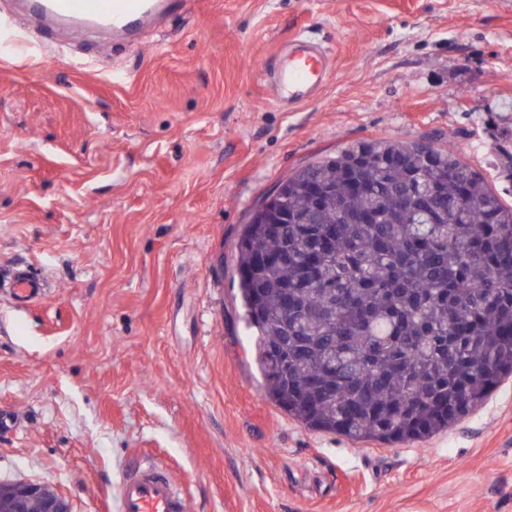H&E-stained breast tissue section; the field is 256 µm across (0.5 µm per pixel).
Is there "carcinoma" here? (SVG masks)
I'll use <instances>...</instances> for the list:
<instances>
[{
  "mask_svg": "<svg viewBox=\"0 0 512 512\" xmlns=\"http://www.w3.org/2000/svg\"><path fill=\"white\" fill-rule=\"evenodd\" d=\"M251 214L239 302L270 400L351 441H422L512 376V206L451 148L357 141Z\"/></svg>",
  "mask_w": 512,
  "mask_h": 512,
  "instance_id": "1",
  "label": "carcinoma"
}]
</instances>
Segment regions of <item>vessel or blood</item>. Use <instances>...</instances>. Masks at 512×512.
Masks as SVG:
<instances>
[{"label": "vessel or blood", "instance_id": "b4317fda", "mask_svg": "<svg viewBox=\"0 0 512 512\" xmlns=\"http://www.w3.org/2000/svg\"><path fill=\"white\" fill-rule=\"evenodd\" d=\"M30 14L48 24H62L76 35L90 30L131 38L158 16L172 0H28ZM330 51L304 38H295L287 58L272 83L274 104L295 107L314 100L330 77ZM16 299L26 304L41 302L45 286L27 270H17L12 285ZM118 512H187L174 479L155 466L128 473L118 490Z\"/></svg>", "mask_w": 512, "mask_h": 512}]
</instances>
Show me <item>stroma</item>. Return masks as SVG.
<instances>
[{"mask_svg":"<svg viewBox=\"0 0 512 512\" xmlns=\"http://www.w3.org/2000/svg\"><path fill=\"white\" fill-rule=\"evenodd\" d=\"M328 47L294 111L266 74ZM122 73L123 82L112 80ZM505 0H180L136 43L21 27L0 54V481L116 512L169 470L189 512H512V379L416 444L311 431L265 394L235 246L281 179L362 139L454 145L512 202ZM12 293L22 303H40L45 296V286L27 270L19 269L15 273Z\"/></svg>","mask_w":512,"mask_h":512,"instance_id":"1","label":"stroma"}]
</instances>
